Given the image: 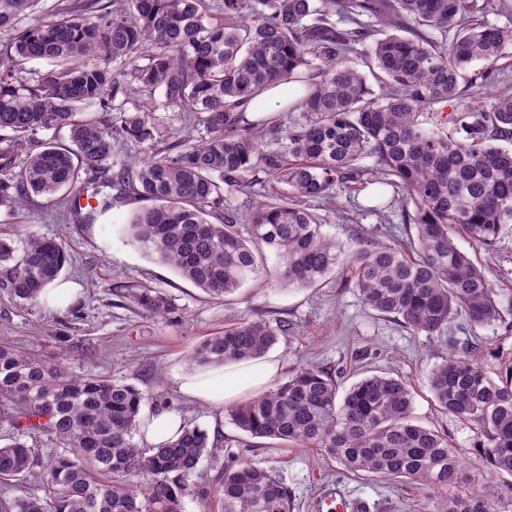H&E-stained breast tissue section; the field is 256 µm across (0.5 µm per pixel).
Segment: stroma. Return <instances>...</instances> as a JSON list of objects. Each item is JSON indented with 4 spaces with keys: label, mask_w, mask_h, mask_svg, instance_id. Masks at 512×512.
<instances>
[{
    "label": "stroma",
    "mask_w": 512,
    "mask_h": 512,
    "mask_svg": "<svg viewBox=\"0 0 512 512\" xmlns=\"http://www.w3.org/2000/svg\"><path fill=\"white\" fill-rule=\"evenodd\" d=\"M111 193V210L96 214L87 224L71 223L59 204L43 197L35 198L25 218L0 208V232L11 235L16 249H23L32 234L64 239L68 262L61 278L81 287L62 310L12 299L0 287V338L46 359L65 354L74 376L96 375L132 384L147 396L142 419L173 409L185 422L207 429L210 437L222 442L224 458L201 463L204 478L183 499L182 512H220L212 481L228 456L278 475L291 493L294 512H328L325 499L336 487L367 502L371 512H434L435 499L429 491L356 477L312 448L273 447L269 440L238 430L226 409L190 401L179 393L178 377L196 370L190 360L193 346L243 318L271 324L288 321L287 335L273 348L282 363L279 381L309 363L337 374L344 390L372 374L406 379L415 391V420L447 433L464 460L465 475H472V433L439 412L429 389L431 370L448 355L446 341L411 335L399 322L374 315L340 271L308 288H280L258 281L227 299H213L130 244L128 222L145 203L118 187ZM358 202V208L341 216L335 209L326 210L327 228L337 240L346 242L364 233L381 242L388 232L401 231L400 218L388 225L380 222L367 193H360ZM478 259L512 322V228L492 253H479ZM117 282L159 289L175 299L179 310L163 317L146 315L114 291ZM448 333L461 342L477 340L488 371H496L501 358L512 356V332L504 329L474 328L461 317L450 324Z\"/></svg>",
    "instance_id": "obj_1"
}]
</instances>
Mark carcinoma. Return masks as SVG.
<instances>
[{
	"mask_svg": "<svg viewBox=\"0 0 512 512\" xmlns=\"http://www.w3.org/2000/svg\"><path fill=\"white\" fill-rule=\"evenodd\" d=\"M37 0H0V30ZM97 0L77 2L16 34L0 54V207L24 212L37 196L62 203L75 223L112 208L104 188L118 185L155 205L130 222V241L172 266L214 298L274 272L272 283L307 288L336 269L350 273L363 304L415 335L439 338L463 316L474 327L505 322L485 270L455 237L488 250L512 224V88L478 105L473 89L507 80L512 0ZM337 21H332V16ZM52 68L19 76L23 60ZM380 89L374 94L369 81ZM280 82L305 86L288 124L270 115L246 120L242 104ZM203 114L205 134L154 148L158 126L148 100ZM136 94L128 112L118 96ZM92 107L118 113L104 124ZM448 115H443L444 110ZM69 131L59 145L39 134ZM150 148L143 159L117 158L116 145ZM376 160V171L360 165ZM111 165L104 181L83 166ZM265 172L266 191L247 216L224 191H249ZM380 221L401 211L411 233L384 244L338 242L326 217L310 208L370 190ZM247 221L246 230L240 223ZM62 241L30 236L22 252L0 234V273L10 296L36 302L59 278ZM154 315L178 310L154 288H126ZM289 324L243 319L197 343L191 360L211 366L255 360ZM451 353L430 373L440 411L475 436L479 467L465 487L448 435L413 422L408 383L369 375L344 395L332 373L296 368L261 396L230 409L235 427L290 448H315L356 476L419 485L435 512H512V359L491 376L481 346L448 338ZM146 394L123 381L77 378L66 359L46 360L0 341V420L12 427L0 446V482L33 477L52 490L4 503L11 512H181L199 465L224 452L199 425L151 448L136 439ZM56 439L48 456L38 437ZM150 474L146 492L134 480ZM222 512H292L288 488L272 471L234 460L213 484Z\"/></svg>",
	"mask_w": 512,
	"mask_h": 512,
	"instance_id": "obj_1",
	"label": "carcinoma"
}]
</instances>
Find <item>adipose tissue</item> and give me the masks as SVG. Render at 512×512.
Masks as SVG:
<instances>
[{"label": "adipose tissue", "instance_id": "obj_1", "mask_svg": "<svg viewBox=\"0 0 512 512\" xmlns=\"http://www.w3.org/2000/svg\"><path fill=\"white\" fill-rule=\"evenodd\" d=\"M281 363L271 356L264 361H243L221 368L188 374L178 379L184 395L221 408L265 390L280 371Z\"/></svg>", "mask_w": 512, "mask_h": 512}]
</instances>
